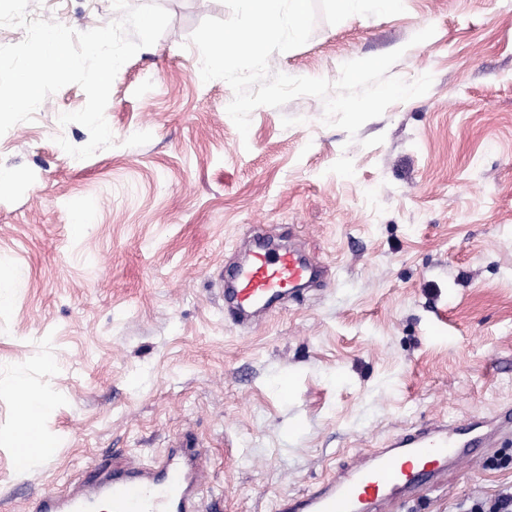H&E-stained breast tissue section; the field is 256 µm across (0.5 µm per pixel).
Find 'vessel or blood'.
Instances as JSON below:
<instances>
[{
	"mask_svg": "<svg viewBox=\"0 0 512 512\" xmlns=\"http://www.w3.org/2000/svg\"><path fill=\"white\" fill-rule=\"evenodd\" d=\"M318 261L288 248L255 251L249 262L227 268L224 302L236 325L275 309L314 275ZM512 442V409L483 422H428L397 435L384 447L360 454L315 488L280 501L278 512H402L438 486L448 468L475 465L485 449ZM202 448L178 444L156 464L131 463L123 470L81 482L68 492L40 494L36 512H203Z\"/></svg>",
	"mask_w": 512,
	"mask_h": 512,
	"instance_id": "obj_1",
	"label": "vessel or blood"
}]
</instances>
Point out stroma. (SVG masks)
Segmentation results:
<instances>
[{"label": "stroma", "mask_w": 512, "mask_h": 512, "mask_svg": "<svg viewBox=\"0 0 512 512\" xmlns=\"http://www.w3.org/2000/svg\"><path fill=\"white\" fill-rule=\"evenodd\" d=\"M170 23L126 62L105 110L115 145L58 116L68 85L0 136V512H35L120 454L206 448V512H277L411 423L512 404V0H404V13L317 19L271 72L336 81L343 63L402 50L391 75L433 76L356 137L323 102L261 106L241 136L234 93L203 82L188 41L222 0H156ZM30 18L84 32L112 0H30ZM434 27L429 40L411 38ZM318 257L320 281L250 327L224 312L223 275L255 236ZM53 411V455L13 462L16 377ZM512 492V445L446 481L413 512Z\"/></svg>", "instance_id": "35a3bbf8"}]
</instances>
